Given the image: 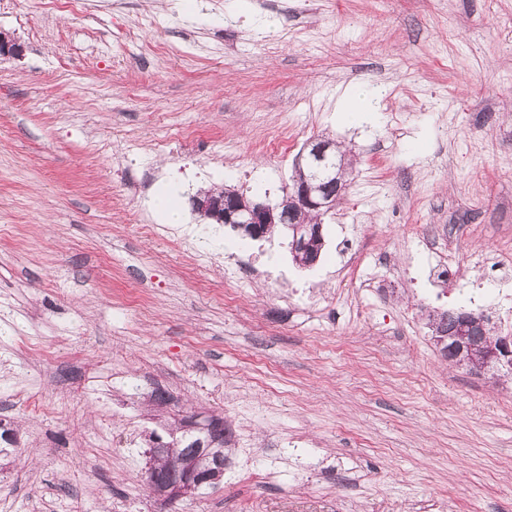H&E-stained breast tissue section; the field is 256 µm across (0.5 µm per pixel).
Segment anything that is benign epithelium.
I'll list each match as a JSON object with an SVG mask.
<instances>
[{
    "mask_svg": "<svg viewBox=\"0 0 512 512\" xmlns=\"http://www.w3.org/2000/svg\"><path fill=\"white\" fill-rule=\"evenodd\" d=\"M297 164L306 165L310 177L288 188L289 202L281 205L246 200L234 193H226L216 201L200 193L192 198L193 208L202 215L220 223L233 226L247 236L277 224H292V210L288 203L298 209H309L321 214L336 207L341 193V183L336 180V144L330 139H312L303 147ZM471 317H465L453 335L452 349L459 359L458 365L466 368L503 366L512 369V340L503 338L498 342L479 345L470 336ZM185 431H212L223 427L210 416L192 413L180 420ZM174 474H169V471ZM151 466L147 472V486L151 494L163 505L173 506L194 494L204 484H215L224 475V449L213 445H201L190 454L179 457L173 469Z\"/></svg>",
    "mask_w": 512,
    "mask_h": 512,
    "instance_id": "7a95c632",
    "label": "benign epithelium"
}]
</instances>
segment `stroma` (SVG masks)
Here are the masks:
<instances>
[{"label":"stroma","instance_id":"1","mask_svg":"<svg viewBox=\"0 0 512 512\" xmlns=\"http://www.w3.org/2000/svg\"><path fill=\"white\" fill-rule=\"evenodd\" d=\"M1 31L0 512H162L152 437L192 412L232 445L178 512H512V370L426 319L512 263V0H0ZM314 138L353 172L313 266L193 211L277 203Z\"/></svg>","mask_w":512,"mask_h":512}]
</instances>
